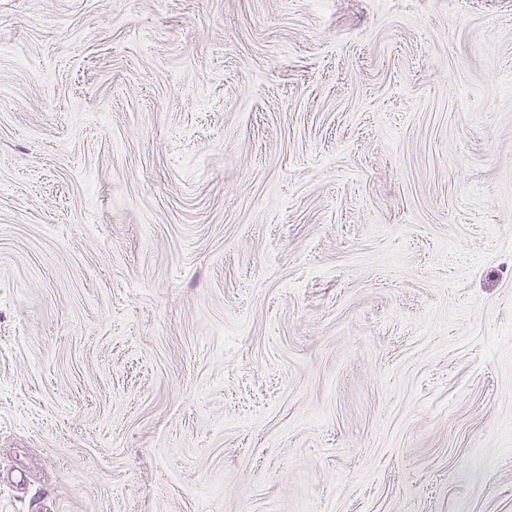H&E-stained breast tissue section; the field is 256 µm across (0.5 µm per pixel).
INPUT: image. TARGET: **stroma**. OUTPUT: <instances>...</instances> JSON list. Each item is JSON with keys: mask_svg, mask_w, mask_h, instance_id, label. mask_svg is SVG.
Masks as SVG:
<instances>
[{"mask_svg": "<svg viewBox=\"0 0 512 512\" xmlns=\"http://www.w3.org/2000/svg\"><path fill=\"white\" fill-rule=\"evenodd\" d=\"M0 512H512V0H0Z\"/></svg>", "mask_w": 512, "mask_h": 512, "instance_id": "35a3bbf8", "label": "stroma"}]
</instances>
